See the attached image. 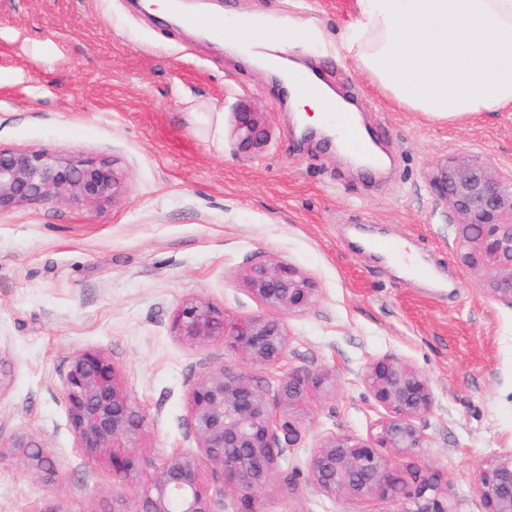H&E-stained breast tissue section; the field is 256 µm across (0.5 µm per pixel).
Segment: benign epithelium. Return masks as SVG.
Masks as SVG:
<instances>
[{
	"instance_id": "obj_1",
	"label": "benign epithelium",
	"mask_w": 512,
	"mask_h": 512,
	"mask_svg": "<svg viewBox=\"0 0 512 512\" xmlns=\"http://www.w3.org/2000/svg\"><path fill=\"white\" fill-rule=\"evenodd\" d=\"M234 132L239 147L249 152H261L270 140L264 113L244 105L235 113ZM432 183L460 220L457 259L483 274L488 297L512 306V173L458 154L437 165ZM120 189L107 160L52 155L36 147L0 149V212L49 199L97 204L115 198ZM244 282L275 311H302L316 296L310 277L283 261L251 267ZM174 327L183 340L200 347L226 336L246 360L267 367L286 359L291 342L280 318L229 323L224 311L198 300L180 304ZM363 381L385 414L365 438L345 431L321 437L308 460L306 485L331 498L401 500V512H449L448 489L435 475L420 473L409 486L397 470L398 460L426 447L420 422L435 405L427 379L414 366L387 356L365 367ZM332 385L329 371L309 367L288 370L272 386L234 368H209L188 390L190 435L199 452L165 456L134 499L113 495L112 512H223L227 496L235 512H261L259 493L279 472L286 451L301 440L297 410L311 392H327ZM60 391L75 445L86 460L103 459L115 476L136 479L145 464L136 451L143 418L111 357L101 350L78 351ZM6 448L45 485L53 484L59 467L40 439L18 431ZM475 489L485 512H512V448L484 462Z\"/></svg>"
}]
</instances>
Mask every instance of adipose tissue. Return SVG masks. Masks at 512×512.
<instances>
[{
  "label": "adipose tissue",
  "instance_id": "obj_1",
  "mask_svg": "<svg viewBox=\"0 0 512 512\" xmlns=\"http://www.w3.org/2000/svg\"><path fill=\"white\" fill-rule=\"evenodd\" d=\"M347 36L359 69L399 107L460 121L512 106V0H359ZM302 124L345 111L331 90L295 95Z\"/></svg>",
  "mask_w": 512,
  "mask_h": 512
}]
</instances>
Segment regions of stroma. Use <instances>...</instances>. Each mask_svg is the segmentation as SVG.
Segmentation results:
<instances>
[{
	"mask_svg": "<svg viewBox=\"0 0 512 512\" xmlns=\"http://www.w3.org/2000/svg\"><path fill=\"white\" fill-rule=\"evenodd\" d=\"M187 12L254 15L303 37L289 61L320 68L352 101L388 158L353 167L335 143L302 140L294 100L274 73L208 41L145 0H0V148L37 147L114 164L123 192L98 205L37 201L0 214V437H42L60 468L52 486L0 454V512H109L121 486L106 462L73 443L58 384L81 348L107 352L144 416L140 454L193 452L188 388L207 368L275 384L279 370L246 361L227 342L177 336L180 303L201 299L227 321L265 314L243 276L288 262L317 299L286 315L287 366L327 367L331 396L313 395L302 438L262 492L265 512H401L399 502L331 498L305 485L319 435H366L382 415L361 379L393 355L430 382L427 446L399 462L448 485L451 512H484L473 478L512 448V306L481 290L452 249L457 216L430 179L470 153L512 171V107L458 123L391 102L357 68L345 41L358 0H183ZM248 101L272 138L250 158L234 136ZM408 242L436 278L421 282L359 250L356 232Z\"/></svg>",
	"mask_w": 512,
	"mask_h": 512,
	"instance_id": "35a3bbf8",
	"label": "stroma"
}]
</instances>
